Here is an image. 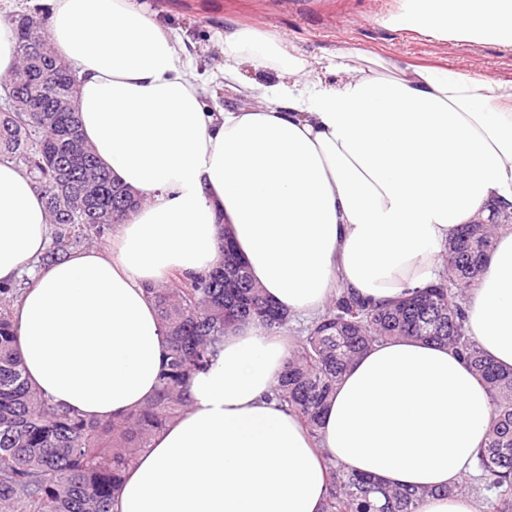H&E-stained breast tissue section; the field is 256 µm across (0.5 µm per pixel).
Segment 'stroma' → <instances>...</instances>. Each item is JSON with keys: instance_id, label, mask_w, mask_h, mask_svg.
I'll return each instance as SVG.
<instances>
[{"instance_id": "35a3bbf8", "label": "stroma", "mask_w": 512, "mask_h": 512, "mask_svg": "<svg viewBox=\"0 0 512 512\" xmlns=\"http://www.w3.org/2000/svg\"><path fill=\"white\" fill-rule=\"evenodd\" d=\"M176 32L192 61L201 98L214 112L243 105L224 84V35L242 23L288 35L311 52L353 44L381 55L512 79V47L490 40H437L390 24L401 0H146Z\"/></svg>"}]
</instances>
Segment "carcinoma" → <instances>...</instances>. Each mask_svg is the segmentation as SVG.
<instances>
[{
    "label": "carcinoma",
    "mask_w": 512,
    "mask_h": 512,
    "mask_svg": "<svg viewBox=\"0 0 512 512\" xmlns=\"http://www.w3.org/2000/svg\"><path fill=\"white\" fill-rule=\"evenodd\" d=\"M20 65L3 83L14 86L18 106H0V157H8L45 193L53 246L51 262L90 234L120 224L136 197L112 180L82 139L76 112L58 111L77 97L71 65L52 51L47 14L10 18ZM494 224L472 225L471 238L448 243L438 280L391 305L360 302L341 294L298 338L272 399L294 412L318 437L328 402L353 361L374 344L393 338L456 349L484 385L493 406L487 442L478 453L498 512H512V368H503L463 327V303L495 247ZM21 286L0 285V512H111L125 469L154 432L185 409L187 380L208 368L216 345L244 323L268 331L287 326L250 277L238 254L211 270L167 288L149 289L167 332L168 355L156 396L141 409L109 422L88 420L54 406L31 387L16 348L12 311L4 303ZM330 487L323 512H418L434 495L458 487L405 488L328 462Z\"/></svg>",
    "instance_id": "cac0c4a2"
}]
</instances>
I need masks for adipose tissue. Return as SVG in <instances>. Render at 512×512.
I'll return each mask as SVG.
<instances>
[{"label": "adipose tissue", "mask_w": 512, "mask_h": 512, "mask_svg": "<svg viewBox=\"0 0 512 512\" xmlns=\"http://www.w3.org/2000/svg\"><path fill=\"white\" fill-rule=\"evenodd\" d=\"M398 28L512 47V0H403ZM56 54L77 70L82 134L139 207L112 250L43 265L45 195L0 158V282L30 273L13 316L31 386L109 421L150 400L166 356L149 290L222 259L230 234L253 280L289 315L338 291L389 303L426 287L460 226L512 205V79L419 65L287 35L224 36V78L246 106L206 112L176 37L137 0H51ZM286 74L265 85L240 64ZM465 327L512 367V226L466 303ZM288 343L247 325L188 382L186 411L125 470L114 512H322L328 461L429 486L419 512H480L448 497L477 463L492 416L470 366L443 345L392 339L344 374L312 440L271 394Z\"/></svg>", "instance_id": "1"}]
</instances>
